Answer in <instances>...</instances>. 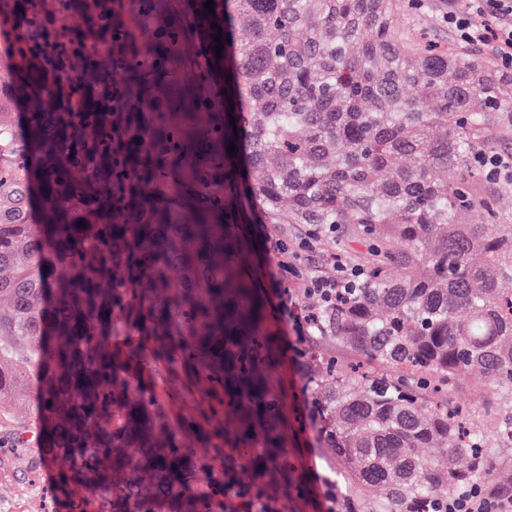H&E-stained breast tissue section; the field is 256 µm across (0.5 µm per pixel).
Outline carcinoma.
Instances as JSON below:
<instances>
[{"label":"carcinoma","instance_id":"carcinoma-1","mask_svg":"<svg viewBox=\"0 0 512 512\" xmlns=\"http://www.w3.org/2000/svg\"><path fill=\"white\" fill-rule=\"evenodd\" d=\"M411 10L419 29L396 17ZM430 0H224L223 98L196 112L164 100L112 128L94 112L0 122V426L23 431L38 386L44 460L66 512H216L242 496L301 491L279 453L268 383L272 333L256 299L238 214L299 224L360 246L356 286L308 309L307 417L324 450L335 512H448L493 468L485 430L450 398L473 373L492 388L486 422L512 448V224L500 223L473 155L491 147L512 79L466 46L432 37ZM129 78L186 70L169 25ZM22 49L0 58V105L21 90ZM457 114L448 125V113ZM235 152H228L229 144ZM45 212L34 224V194ZM147 338L157 381L134 380L118 340ZM333 341L349 365L314 347ZM195 367L201 401L227 413L218 458L196 446L198 413L172 418L165 375ZM444 449L448 468L420 449Z\"/></svg>","mask_w":512,"mask_h":512}]
</instances>
